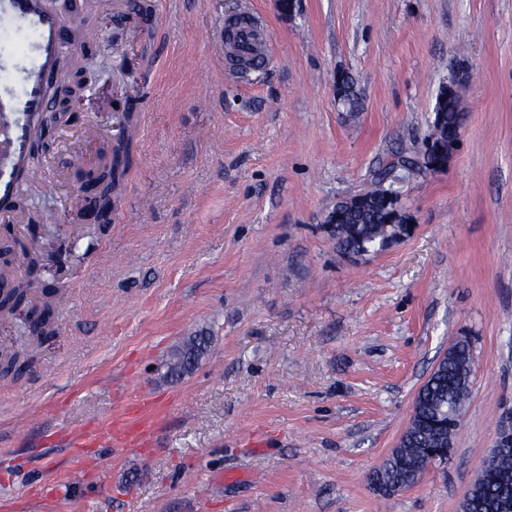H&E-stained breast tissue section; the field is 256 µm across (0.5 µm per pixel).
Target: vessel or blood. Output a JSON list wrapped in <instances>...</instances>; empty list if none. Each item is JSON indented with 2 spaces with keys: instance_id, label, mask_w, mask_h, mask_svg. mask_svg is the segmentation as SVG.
Returning a JSON list of instances; mask_svg holds the SVG:
<instances>
[{
  "instance_id": "1",
  "label": "vessel or blood",
  "mask_w": 512,
  "mask_h": 512,
  "mask_svg": "<svg viewBox=\"0 0 512 512\" xmlns=\"http://www.w3.org/2000/svg\"><path fill=\"white\" fill-rule=\"evenodd\" d=\"M0 14L35 34L29 46L0 40V222H5L14 217L18 176L28 171L27 125L45 107V84L69 42L62 17L48 10L44 0H0ZM220 35L229 62L249 69L269 63V30L254 17L225 19ZM139 435L124 417L114 419L110 429L114 445H135Z\"/></svg>"
}]
</instances>
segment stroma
Wrapping results in <instances>:
<instances>
[{
	"label": "stroma",
	"mask_w": 512,
	"mask_h": 512,
	"mask_svg": "<svg viewBox=\"0 0 512 512\" xmlns=\"http://www.w3.org/2000/svg\"><path fill=\"white\" fill-rule=\"evenodd\" d=\"M158 31L89 0L70 14L94 71L76 122L33 158L15 234L52 239L65 294L35 363L0 375V512H459L512 413V0H148ZM271 32L269 65L223 63L219 20ZM350 75L364 110L336 99ZM466 120L443 171L401 172L412 228L358 261L325 217L420 151L442 85ZM138 131L112 223L73 226L74 154L98 166L117 106ZM53 214L31 230L33 214ZM195 370L167 379L184 336ZM468 337L455 455L392 496L370 476L415 396ZM156 430L110 445L115 406ZM209 337L203 333L188 336L183 343L172 352L166 364V375L180 377L190 373L207 352Z\"/></svg>",
	"instance_id": "stroma-1"
}]
</instances>
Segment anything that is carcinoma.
<instances>
[{"mask_svg":"<svg viewBox=\"0 0 512 512\" xmlns=\"http://www.w3.org/2000/svg\"><path fill=\"white\" fill-rule=\"evenodd\" d=\"M340 83L345 93L343 105L346 111H360L361 102L352 78L343 77ZM434 114L433 145L425 147L422 162L417 164L411 158H401L398 160L400 166L408 164L427 169L442 166L443 159L437 153V146L452 138L465 120L458 95L450 91L437 97ZM132 120L131 114L123 117L122 132L113 149V161L98 172L109 202L119 197L128 172L127 157L132 145L128 128ZM394 168L391 164L379 169L371 189L337 202L330 211L334 219L330 235L340 254L363 251L370 255L386 249L407 233V229L392 223L393 202L387 199L390 188L386 182ZM38 288V282L27 277L17 281L13 293L24 297ZM41 295L49 309L60 304L63 298L60 291L46 287L41 289ZM208 345L209 337L202 333L187 337L172 352L166 364V375L180 377L190 373L207 352ZM472 364L470 342L461 337L451 345L419 389L412 418L398 446V455L390 457L372 474V479L381 478L385 482L383 496L389 497L414 484L429 466L437 463L435 456L454 452ZM473 494L486 501V512H498V504L512 496V447L500 449L485 462Z\"/></svg>","mask_w":512,"mask_h":512,"instance_id":"obj_1","label":"carcinoma"}]
</instances>
